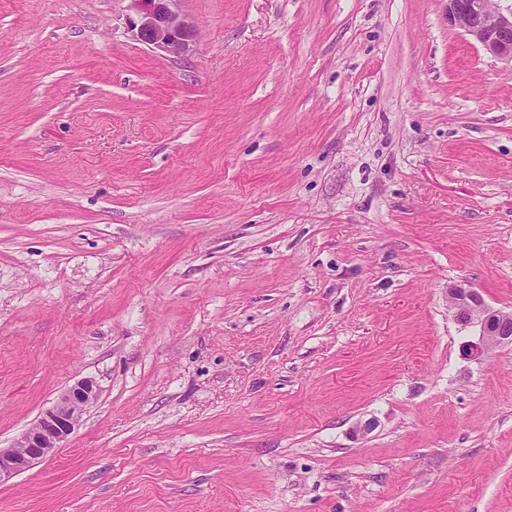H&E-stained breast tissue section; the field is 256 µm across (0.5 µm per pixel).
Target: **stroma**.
<instances>
[{
  "label": "stroma",
  "mask_w": 512,
  "mask_h": 512,
  "mask_svg": "<svg viewBox=\"0 0 512 512\" xmlns=\"http://www.w3.org/2000/svg\"><path fill=\"white\" fill-rule=\"evenodd\" d=\"M0 0V512H512V64L448 0ZM134 12L132 30L138 41L172 58L183 57L192 46L193 24L179 11L180 0H129ZM448 301L457 322L462 325L476 324L480 327L478 342L465 345V355H480L505 342H512L511 315L487 306L481 295L473 288L466 287L465 284L450 287ZM98 394V384L92 379L79 380L64 389L31 428L22 432L8 448H0V484L61 448Z\"/></svg>",
  "instance_id": "1"
}]
</instances>
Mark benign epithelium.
<instances>
[{
    "mask_svg": "<svg viewBox=\"0 0 512 512\" xmlns=\"http://www.w3.org/2000/svg\"><path fill=\"white\" fill-rule=\"evenodd\" d=\"M129 2L138 41L176 59L190 50L194 27L179 11L180 0ZM448 21L463 29L487 54L512 61V14L492 11L491 0H448ZM448 301L457 322L480 327L478 342L464 346L465 355H480L512 342V316L487 306L476 290L452 286ZM98 394V384L92 379H82L63 390L31 428L9 447L0 448V483L31 469L60 448Z\"/></svg>",
    "mask_w": 512,
    "mask_h": 512,
    "instance_id": "7a95c632",
    "label": "benign epithelium"
}]
</instances>
